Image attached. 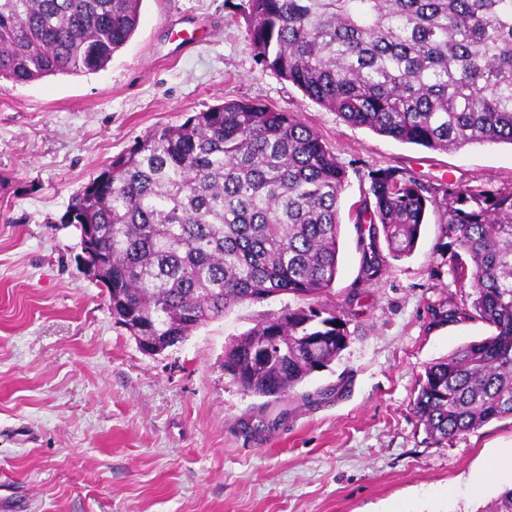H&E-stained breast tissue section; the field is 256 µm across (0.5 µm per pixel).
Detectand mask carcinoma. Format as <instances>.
I'll return each mask as SVG.
<instances>
[{"label":"carcinoma","instance_id":"cac0c4a2","mask_svg":"<svg viewBox=\"0 0 512 512\" xmlns=\"http://www.w3.org/2000/svg\"><path fill=\"white\" fill-rule=\"evenodd\" d=\"M141 0H0V80L96 73L135 33ZM258 61L343 121L432 150L512 145V0H248ZM346 170L296 115L229 101L150 130L78 193L115 323L172 347L247 300L287 307L234 337L224 372L245 390L314 404L296 387L347 347L319 303L338 273ZM456 247L452 273L492 333L425 368L414 410L450 441L512 417V186L426 185L371 172L349 209L361 277L411 255L428 213Z\"/></svg>","mask_w":512,"mask_h":512}]
</instances>
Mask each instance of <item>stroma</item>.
Masks as SVG:
<instances>
[{
  "mask_svg": "<svg viewBox=\"0 0 512 512\" xmlns=\"http://www.w3.org/2000/svg\"><path fill=\"white\" fill-rule=\"evenodd\" d=\"M247 31V0H143L105 70L0 81V512H481L512 486L500 464L512 418L437 442L413 410L427 365L491 333L470 316L435 218L372 283L342 218L323 301L349 342L300 389L343 392L260 434L252 424L280 407L225 375L224 347L298 298L233 306L155 356L115 323L64 214L149 130L208 107L296 113L344 166L346 208L390 167L431 184H512V145L434 151L350 125L266 70Z\"/></svg>",
  "mask_w": 512,
  "mask_h": 512,
  "instance_id": "35a3bbf8",
  "label": "stroma"
}]
</instances>
